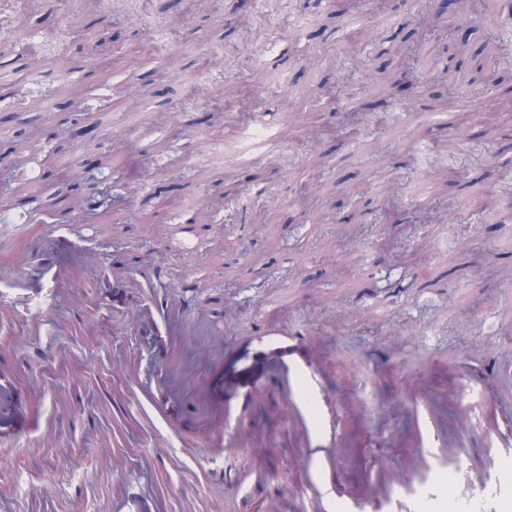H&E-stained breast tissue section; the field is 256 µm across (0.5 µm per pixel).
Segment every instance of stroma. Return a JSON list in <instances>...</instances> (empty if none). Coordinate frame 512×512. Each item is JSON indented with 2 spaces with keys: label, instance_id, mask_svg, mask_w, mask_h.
I'll list each match as a JSON object with an SVG mask.
<instances>
[{
  "label": "stroma",
  "instance_id": "stroma-1",
  "mask_svg": "<svg viewBox=\"0 0 512 512\" xmlns=\"http://www.w3.org/2000/svg\"><path fill=\"white\" fill-rule=\"evenodd\" d=\"M241 3L244 33L227 35L222 21ZM336 0H102L108 26L84 30L71 0H0V36L18 40L15 60L1 65L0 159L11 149L27 158L24 176L36 180L39 207L55 194L86 199L99 181L124 192L120 169L97 168L101 155L123 149L140 173V192L109 222L32 224L25 206L0 207L1 224H21L12 240L17 266L0 278V297L24 295L17 315L0 320V372L13 394L0 418V499L11 512H112L127 491L151 487L167 512H304L316 463L303 462L288 424L280 376L268 370L249 404L228 406L214 423L197 386L213 361L236 354L240 370L253 365L254 342L292 331L322 362L321 377L336 408L340 443L334 448L345 499L373 495L378 469L412 477L423 436L412 413L427 391L446 414L467 406L478 426L462 456L480 473L488 446L479 423L501 407L512 374V336L492 338V325L512 329V214L476 223L472 190L448 183L447 222L373 224L380 201L394 196L402 214L421 205L444 162L471 165L474 177L497 185L512 171V115L496 136L464 139L462 112L494 108L482 81L463 85V108L440 110L448 79L427 73L412 87L380 82L394 59L352 41ZM412 0H391L366 12L363 30L400 32L414 20ZM111 40L123 47L121 71L96 57L75 68L77 43ZM359 54L373 81L348 74L337 101L325 96L335 81L332 61ZM69 72L96 90L71 112L74 136L49 133L67 100L58 77ZM250 86L261 106L205 121L211 103ZM383 99L397 119L336 146L306 129L317 110L325 123L343 120V107ZM423 127L439 140L418 138ZM305 153L286 156L290 138ZM328 163L309 205L298 188ZM236 195V213L218 211L212 223L186 229L183 219L220 194ZM278 204L262 232L248 221L258 195ZM52 235L51 251L39 248ZM86 261L73 277L68 301L45 307L47 266L69 267L75 249ZM155 280L137 282V261ZM175 292L169 328L181 334L171 348L155 325L137 314L154 296ZM41 318L42 333L28 327ZM477 369L480 389L462 392L460 372ZM167 368L169 453L154 469L160 434L126 407L125 375L151 379ZM195 446L183 454L181 444ZM344 499V500H345Z\"/></svg>",
  "mask_w": 512,
  "mask_h": 512
}]
</instances>
